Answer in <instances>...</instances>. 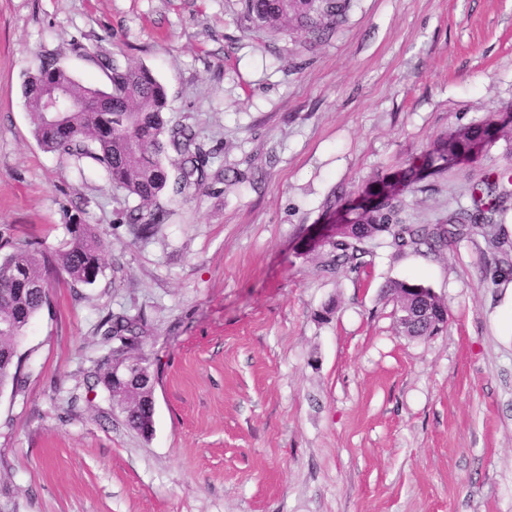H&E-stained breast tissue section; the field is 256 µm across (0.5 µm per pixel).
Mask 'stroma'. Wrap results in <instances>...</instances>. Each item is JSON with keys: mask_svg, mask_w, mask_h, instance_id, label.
<instances>
[{"mask_svg": "<svg viewBox=\"0 0 512 512\" xmlns=\"http://www.w3.org/2000/svg\"><path fill=\"white\" fill-rule=\"evenodd\" d=\"M100 50L150 68L214 155L146 240L134 200L45 152L25 106L42 57L106 86ZM511 107L512 0H353L314 44L240 0H0V245L103 239L97 281L54 283L30 322L24 391L0 393V512H512V209L500 247L381 243L335 274L311 249L331 202ZM510 168L512 131L422 181L407 223ZM402 279L444 302L441 331L401 333ZM111 314L145 323L148 436L87 378Z\"/></svg>", "mask_w": 512, "mask_h": 512, "instance_id": "obj_1", "label": "stroma"}]
</instances>
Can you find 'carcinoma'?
Here are the masks:
<instances>
[{
    "label": "carcinoma",
    "instance_id": "carcinoma-1",
    "mask_svg": "<svg viewBox=\"0 0 512 512\" xmlns=\"http://www.w3.org/2000/svg\"><path fill=\"white\" fill-rule=\"evenodd\" d=\"M352 0H242L244 13L256 24L276 35L292 25L311 38L321 40L345 21ZM108 84L102 89L80 82L56 62L39 61L24 84L33 135L47 152L61 162L82 170L85 161L97 165L112 188L137 201L127 215L130 234L147 239L162 223L152 205L164 192L179 195L203 186L208 178L210 153L188 125L171 124L165 117L167 94L162 83L145 67H133L119 57L103 63ZM48 83L64 89L76 107L53 125L46 120L44 102L38 89ZM506 123L496 117L481 124L460 128L438 139L422 156L421 164H410L394 174L373 182L361 195L339 206L352 212L353 219H338L339 232L318 245L321 267L326 272L347 268L353 272L369 265L366 244L381 237L390 239L400 251L432 250L471 227H480L497 237L494 215L506 210L512 192V171L487 177L472 188L471 205L460 207L435 224H409L405 198L431 174L473 159L474 148L492 144ZM180 156L176 174L163 161L168 151ZM68 238L57 248L17 245L0 255V390L21 385V366L10 362L19 349L34 316L50 305L51 281L62 279L72 285H92L101 273L103 242L94 224L66 225ZM423 284L394 280L386 286L398 304V324L407 336H430L446 322L447 308L428 291L422 299L413 292ZM423 305L430 319L418 322L414 311ZM102 336L106 352L90 377L107 392L113 391L112 356L138 347L139 326L124 316L108 318ZM151 378L136 376L124 383L120 407L126 425L147 435L153 430Z\"/></svg>",
    "mask_w": 512,
    "mask_h": 512
}]
</instances>
